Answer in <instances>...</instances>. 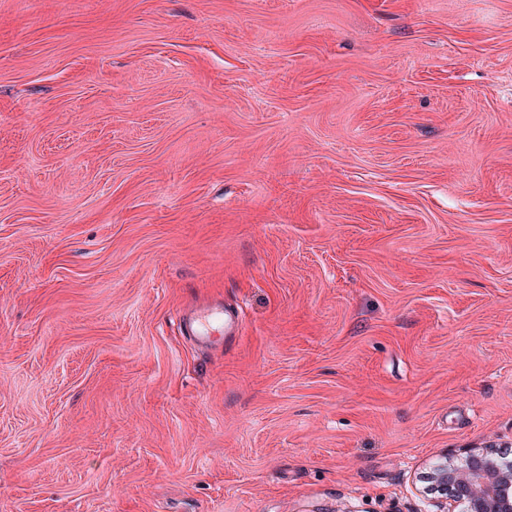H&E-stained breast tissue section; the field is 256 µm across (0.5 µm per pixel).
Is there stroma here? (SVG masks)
Masks as SVG:
<instances>
[{"label": "stroma", "instance_id": "obj_1", "mask_svg": "<svg viewBox=\"0 0 512 512\" xmlns=\"http://www.w3.org/2000/svg\"><path fill=\"white\" fill-rule=\"evenodd\" d=\"M483 448L512 0H0V512H423ZM181 321L186 334L197 337L201 344L207 343L209 336H212L217 328H220L224 335L228 334L229 329L237 328L235 317L224 310L222 305L208 307L204 314L198 317L184 314Z\"/></svg>", "mask_w": 512, "mask_h": 512}]
</instances>
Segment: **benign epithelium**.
Returning a JSON list of instances; mask_svg holds the SVG:
<instances>
[{
	"mask_svg": "<svg viewBox=\"0 0 512 512\" xmlns=\"http://www.w3.org/2000/svg\"><path fill=\"white\" fill-rule=\"evenodd\" d=\"M427 480L425 494L450 498L458 512H512V461H501L491 451L438 461Z\"/></svg>",
	"mask_w": 512,
	"mask_h": 512,
	"instance_id": "benign-epithelium-1",
	"label": "benign epithelium"
}]
</instances>
